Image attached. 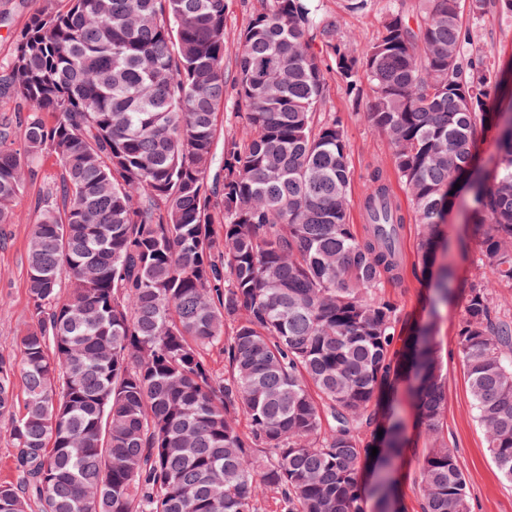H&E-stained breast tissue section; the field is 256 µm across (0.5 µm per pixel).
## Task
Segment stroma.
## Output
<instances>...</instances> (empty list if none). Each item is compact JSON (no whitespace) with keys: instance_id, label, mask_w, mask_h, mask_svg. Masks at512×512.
<instances>
[{"instance_id":"obj_1","label":"stroma","mask_w":512,"mask_h":512,"mask_svg":"<svg viewBox=\"0 0 512 512\" xmlns=\"http://www.w3.org/2000/svg\"><path fill=\"white\" fill-rule=\"evenodd\" d=\"M39 4L40 0H0V63L12 56L19 32ZM394 5L395 0H375L372 10L360 13L346 10L344 0H320L322 13L340 20L341 35L360 49L376 40L385 14ZM462 21L477 33L488 61L504 73V83L496 94V111H512V17L490 13L477 19L466 13ZM372 102L371 95L367 94L359 107H352L344 83L338 76H329L322 109L336 113L345 121L352 173L349 218L356 225L364 222L359 198L368 172L376 166L386 170L391 167V149L386 139L367 120ZM58 172L56 159L45 157L39 165L38 178L28 183L18 201V221L0 224V346L7 350L28 320L26 256L35 218L34 202L43 186L55 180ZM471 207V194L458 193L446 222L440 226L444 251L439 260L453 262L462 279L470 276L474 257ZM432 289V283L418 281L410 269L403 283L385 286L386 294L397 301L409 322L434 323L446 396L442 415L434 426L428 427L419 423L412 405L415 379H404L395 388L391 411L401 422L409 441V450L400 460L397 472L399 496L407 512H420V494L413 477L427 449L433 442L440 441L456 451L473 512H512V485L502 479L490 458L483 429L472 410L466 371L457 354L462 297L454 295L433 313L426 304Z\"/></svg>"}]
</instances>
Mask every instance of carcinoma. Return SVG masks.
Here are the masks:
<instances>
[{
	"label": "carcinoma",
	"instance_id": "obj_1",
	"mask_svg": "<svg viewBox=\"0 0 512 512\" xmlns=\"http://www.w3.org/2000/svg\"><path fill=\"white\" fill-rule=\"evenodd\" d=\"M58 2L43 0L0 65V97L28 107L0 123V224L41 158L60 165L35 203L29 320L18 353H0L14 448L0 512L399 508L389 469L406 439L380 397L414 373L431 426L444 378L431 326L396 350L406 321L383 288L404 278L409 211L414 270L431 276L454 185L484 180L474 149L491 124L499 159L473 199L457 346L512 484V318L495 290L512 285V128L488 112L502 74L471 58L462 0L398 7L361 53L318 0H257L230 70L227 0ZM468 7L512 15V0ZM363 71L392 171L368 173L360 234L344 123L320 108L331 73L358 106ZM455 289L444 264L432 308ZM216 346L222 374L207 360ZM414 481L420 512H471L447 444Z\"/></svg>",
	"mask_w": 512,
	"mask_h": 512
}]
</instances>
